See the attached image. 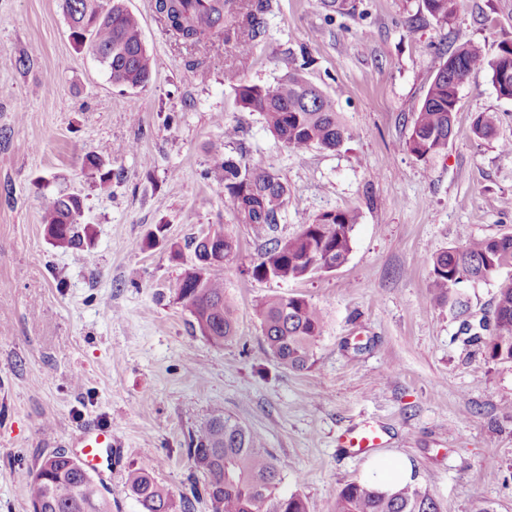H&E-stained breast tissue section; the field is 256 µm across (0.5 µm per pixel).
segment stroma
I'll use <instances>...</instances> for the list:
<instances>
[{"mask_svg":"<svg viewBox=\"0 0 512 512\" xmlns=\"http://www.w3.org/2000/svg\"><path fill=\"white\" fill-rule=\"evenodd\" d=\"M126 4L154 61L134 92L75 51L62 0H0V512H31L28 470L59 450L82 456L79 436L97 426L112 431L93 472L112 512H141L128 478L144 464L174 498L191 496L188 434L215 411L287 462L281 490L308 512H336L339 491L364 480L367 456L339 438L366 422L439 512H512V363L491 360L428 287L433 258L464 246L460 230L512 233V153L501 149L512 100L488 71L472 72L447 149L419 159L406 146L445 52L474 45L490 58L512 44V0H461L445 26L424 0H354L348 13L268 0L248 53L216 38L185 46L153 0ZM295 68L335 95L349 130L337 150H290L237 106L236 82L268 84ZM481 112L498 113L494 138L472 135ZM229 127L239 138L225 139ZM219 143L287 185L279 238L355 209L348 261L296 281L254 279L264 246L224 192ZM86 152L105 155L109 185ZM62 194L83 201L90 239L78 249L44 233L43 211ZM159 224L164 239L144 247ZM215 229L236 242L224 290L238 328L220 345L175 295L195 238ZM511 277L462 281L467 320L491 315ZM274 292L323 314L310 370L264 350L256 307ZM191 498V512H209L205 496Z\"/></svg>","mask_w":512,"mask_h":512,"instance_id":"35a3bbf8","label":"stroma"}]
</instances>
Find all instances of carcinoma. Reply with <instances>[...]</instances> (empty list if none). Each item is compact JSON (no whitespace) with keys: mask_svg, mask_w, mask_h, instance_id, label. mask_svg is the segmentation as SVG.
Returning a JSON list of instances; mask_svg holds the SVG:
<instances>
[{"mask_svg":"<svg viewBox=\"0 0 512 512\" xmlns=\"http://www.w3.org/2000/svg\"><path fill=\"white\" fill-rule=\"evenodd\" d=\"M228 0H155L158 20L179 40L197 44L213 36L226 38L243 24L249 40L239 43L247 52L262 34L261 16L267 0H247L245 12L234 11L225 22ZM428 13L440 24L452 21L460 0H424ZM70 36L81 41L85 51L109 71L112 80L130 89L146 87L153 59L143 36L139 17L124 0H63ZM487 69L492 83L500 82L498 58L488 59L472 45L459 47L433 76L423 103L414 113L408 150L419 158L448 147L454 130L457 90L468 75ZM237 104L259 113L267 129L287 148L304 151L312 146L335 150L349 131L336 100L309 83L294 69L265 85L240 83L235 88ZM499 122L495 112H481L471 132L477 139H491ZM215 162L224 171V192L250 226L254 237L265 241L264 251L251 267L256 280H299L314 273L312 259L330 253L341 266L352 251L357 216L349 210L327 211L286 240L272 236L288 202V187L280 177L256 164L224 156V147L214 148ZM86 163L99 174L100 183L111 182L112 170L101 157L85 155ZM81 200L60 196L45 208L46 235L61 248L83 244L79 231ZM224 257L210 255L195 241L194 264L176 288V299L191 313L202 336L221 344L236 334L237 319L224 295ZM512 268V234L470 240L463 249L450 248L432 262L428 288L437 304L448 306L458 316L468 310V301L457 288L460 276L479 280ZM266 352L288 370L302 371L315 362V347L322 334L321 310L303 296L270 294L257 308ZM471 340L484 345L490 359L512 363V279L501 286L490 324L463 323ZM187 454L192 476L204 479V495L211 512H307L300 494L280 491L288 463L265 448L263 438L221 413L213 414L189 436ZM33 486V512H112L107 496L93 475L78 461L57 452L29 471ZM129 488L142 512H189L190 499L175 500L144 465L129 476ZM336 512H438L426 489L406 484L383 490L365 482L346 485L337 495Z\"/></svg>","mask_w":512,"mask_h":512,"instance_id":"1","label":"carcinoma"}]
</instances>
